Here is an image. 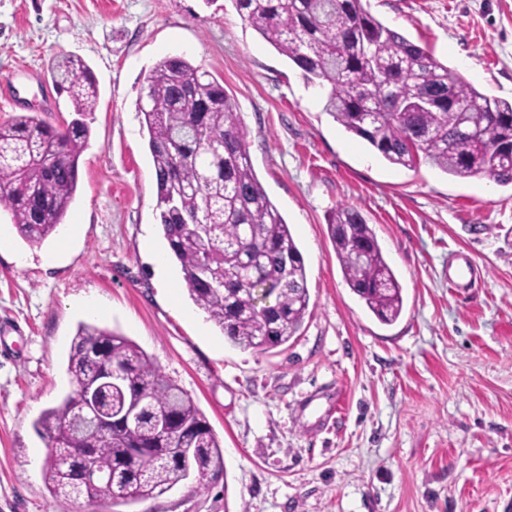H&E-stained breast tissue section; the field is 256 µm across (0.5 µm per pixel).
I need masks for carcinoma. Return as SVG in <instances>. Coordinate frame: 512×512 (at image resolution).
Instances as JSON below:
<instances>
[{
    "label": "carcinoma",
    "mask_w": 512,
    "mask_h": 512,
    "mask_svg": "<svg viewBox=\"0 0 512 512\" xmlns=\"http://www.w3.org/2000/svg\"><path fill=\"white\" fill-rule=\"evenodd\" d=\"M242 14L308 83L326 89L323 110L365 140L389 163L413 168L420 158L458 178L486 177L512 186V101L487 95L401 33L385 26L362 0H234ZM55 83L78 118L69 129L48 126L30 113L0 124V210L19 235L40 245L65 223L80 176L99 88L91 68L67 57ZM138 104L148 132L157 184V219L179 262L189 298L241 349L288 343L309 307L306 266L289 225L259 181L224 85L183 56L162 58L147 77ZM453 102H448V99ZM329 234L344 278L384 324L403 310L402 286L375 232L355 208L331 215ZM269 305L254 304V290ZM107 348V362L128 373L131 385L102 391L101 408L114 414L140 409L139 423L121 432L74 421L73 394L34 422L47 440L44 480L55 497L78 499L84 487L66 479L81 462L73 448L91 449L95 470L112 473L95 495L116 503L139 485L157 496L186 480L223 468V452L203 413L136 344L106 328L81 323L72 339L67 373L93 377L91 352ZM173 418L177 447L195 448L188 461L170 463L154 419ZM155 449L125 464L124 450Z\"/></svg>",
    "instance_id": "obj_1"
}]
</instances>
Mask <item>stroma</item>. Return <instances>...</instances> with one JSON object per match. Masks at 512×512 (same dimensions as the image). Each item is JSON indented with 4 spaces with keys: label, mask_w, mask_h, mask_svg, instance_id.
<instances>
[{
    "label": "stroma",
    "mask_w": 512,
    "mask_h": 512,
    "mask_svg": "<svg viewBox=\"0 0 512 512\" xmlns=\"http://www.w3.org/2000/svg\"><path fill=\"white\" fill-rule=\"evenodd\" d=\"M479 91L512 100V0H362ZM182 56L234 100L252 166L300 248L310 302L288 343L243 350L189 298L155 219L135 101ZM99 85L76 198L24 241L0 211V512H88L47 490L33 423L73 389L79 323L138 345L208 419L221 475L100 512H512V188L386 162L324 112L233 0H0V123L74 114L51 69ZM359 210L403 288L381 323L348 286L330 215ZM474 261L460 285V256Z\"/></svg>",
    "instance_id": "stroma-1"
}]
</instances>
